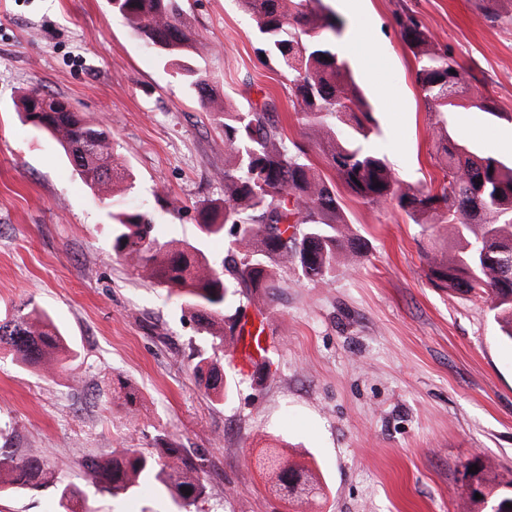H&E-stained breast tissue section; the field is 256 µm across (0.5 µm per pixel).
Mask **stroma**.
<instances>
[{
  "label": "stroma",
  "mask_w": 512,
  "mask_h": 512,
  "mask_svg": "<svg viewBox=\"0 0 512 512\" xmlns=\"http://www.w3.org/2000/svg\"><path fill=\"white\" fill-rule=\"evenodd\" d=\"M194 48L187 63L219 100L245 111L271 103L281 132L302 141L288 80L264 54L237 0H178ZM343 23L336 51L373 109L371 147L401 186L438 184L437 139L512 158V0L490 21L478 0H324ZM413 13L436 49L470 69L455 111L432 112L396 17ZM156 48L108 0H0V311L44 308L73 354L56 377L0 360V448L44 452L89 512H174L158 484L125 497L84 479L86 459L173 442L203 453L213 493L190 512H484L474 478L512 493V342L488 303L428 278L432 252L462 243L422 230L395 203L367 206L337 187L368 251L336 267L330 286L282 268L263 303V379L239 373L224 339L231 391L207 394L193 351L207 335L165 288L112 253L96 191L47 134L23 123L19 95L40 88L112 134L134 184L128 207L149 210L160 241L198 238L197 210L222 199L224 129ZM491 98L497 113L478 109ZM137 398L127 403L124 386ZM313 469L320 501L292 504L258 466L265 449ZM0 512H63L59 492L0 495Z\"/></svg>",
  "instance_id": "stroma-1"
}]
</instances>
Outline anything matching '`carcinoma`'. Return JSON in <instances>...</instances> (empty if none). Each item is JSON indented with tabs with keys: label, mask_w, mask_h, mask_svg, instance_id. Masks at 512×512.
Returning a JSON list of instances; mask_svg holds the SVG:
<instances>
[{
	"label": "carcinoma",
	"mask_w": 512,
	"mask_h": 512,
	"mask_svg": "<svg viewBox=\"0 0 512 512\" xmlns=\"http://www.w3.org/2000/svg\"><path fill=\"white\" fill-rule=\"evenodd\" d=\"M238 2L255 22L266 52L288 77L303 135L323 152L346 190L368 206L395 200L415 224L454 228L466 246L442 259L432 256L429 278L461 295L485 298L512 341V162L441 143L438 186L399 189L392 169L369 146L376 122L336 53L335 39L343 24L322 0ZM112 11L169 58L179 61L193 49L177 19V0H112ZM397 24L418 59L415 83L427 105L436 112L448 111L467 89L468 72L433 47L428 30L413 15L398 17ZM181 76L224 126V201L200 209L198 229L206 237H222L225 225L235 226L228 263L208 259L185 241L159 242L150 214L123 206L122 197L112 190L119 185L124 192L130 186L108 130L73 108H53L60 99L38 89L23 95L20 111L26 122L59 144L90 188L103 193L112 220V252L142 277L164 286L210 335V349L195 353L196 368L206 388L222 398L224 335H235L241 320L235 295L267 297L276 287L277 268L290 264L299 267L307 282L327 285L339 258L362 256L365 243L353 233L335 186L308 163L305 146L283 137L271 104L239 112L218 102L213 88L190 67H183ZM38 93L48 99L51 111H30L32 96ZM2 351L47 376L57 374L71 355L46 312L30 301L0 319ZM262 468L275 476L284 499L316 496L318 484L309 469L289 463L284 454L267 456ZM83 470L88 481L114 496L154 480L179 512H186L209 489L204 458L169 442L155 454L128 448L110 458L88 459ZM55 483L43 452L18 457L0 448V492Z\"/></svg>",
	"instance_id": "cac0c4a2"
}]
</instances>
